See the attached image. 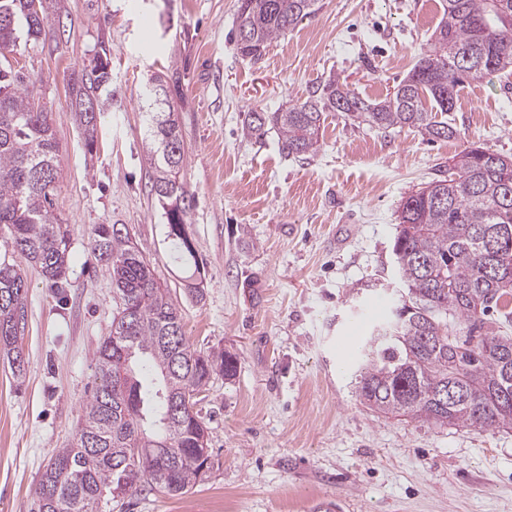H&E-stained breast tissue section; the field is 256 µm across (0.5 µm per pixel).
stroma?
Listing matches in <instances>:
<instances>
[{"instance_id": "1", "label": "stroma", "mask_w": 512, "mask_h": 512, "mask_svg": "<svg viewBox=\"0 0 512 512\" xmlns=\"http://www.w3.org/2000/svg\"><path fill=\"white\" fill-rule=\"evenodd\" d=\"M58 4L47 36L16 58L53 118L54 213L69 231V266L58 288L23 267V384L0 359V512H37L42 474L74 444L115 309L109 270L90 253L99 224L127 230L179 306L192 348L238 360L236 376L214 377L198 404L209 477L177 497L108 498L100 512H309L317 499L340 500L344 512H512V430L368 409L353 342L360 314L396 284L402 201L471 143L512 156V74L459 89L453 138L375 131L330 112L317 152L287 157L275 131L247 135L248 113L302 102L331 76L385 98L430 42L445 0H319L257 62L233 39L238 0ZM101 54L111 82L90 152L69 86ZM153 74L178 85L196 290L150 191L139 90Z\"/></svg>"}]
</instances>
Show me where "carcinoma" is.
<instances>
[{
  "instance_id": "obj_1",
  "label": "carcinoma",
  "mask_w": 512,
  "mask_h": 512,
  "mask_svg": "<svg viewBox=\"0 0 512 512\" xmlns=\"http://www.w3.org/2000/svg\"><path fill=\"white\" fill-rule=\"evenodd\" d=\"M317 0H239L236 45L262 58L268 44L314 12ZM448 7L408 76L376 102L329 78L281 112H251L246 128L260 137L272 124L285 156L318 149L320 123L340 112L379 130L414 127L431 138L455 136L449 113L457 87L512 72V0H446ZM47 15L30 0H0V60L21 38L45 35ZM109 62L97 56L73 84L74 117L88 152L97 141L99 90ZM165 101L162 110L156 98ZM150 191L162 203L168 237L195 258L182 235L192 206L181 180L185 147L169 86L158 76L144 91ZM58 178L51 113L29 96L21 72L0 67V241L54 285L69 261L68 231L53 213ZM393 243L401 288L387 318L360 338L365 359L360 402L376 412L436 426L512 429V157L474 145L453 158L400 205ZM91 252L112 277V330L96 351V379L76 443L54 455L38 484V512H98L106 496L148 490L187 493L213 468L206 422L196 397L215 375L232 379L237 358L202 352L185 337L182 314L154 278L128 233L94 229ZM28 284L19 264L0 259V355L22 383ZM466 345H449L462 334ZM481 334L474 335L475 330Z\"/></svg>"
}]
</instances>
